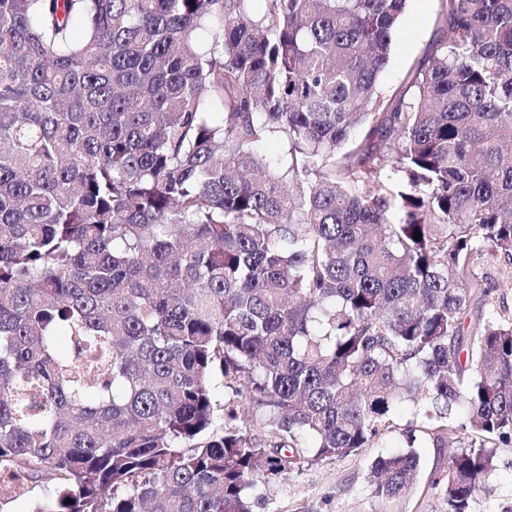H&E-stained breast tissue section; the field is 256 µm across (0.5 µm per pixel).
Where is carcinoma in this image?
Returning a JSON list of instances; mask_svg holds the SVG:
<instances>
[{
    "label": "carcinoma",
    "instance_id": "obj_1",
    "mask_svg": "<svg viewBox=\"0 0 512 512\" xmlns=\"http://www.w3.org/2000/svg\"><path fill=\"white\" fill-rule=\"evenodd\" d=\"M250 2L0 0V510L251 512L407 401L373 497L424 437L473 512L512 446V0H442L410 102L406 0ZM440 0H407L405 11L394 29L390 59L379 79L383 97L405 101L412 98L415 71L427 63L436 40ZM509 271V260L504 257H500L499 255L487 268L489 280L494 286L500 288V290L497 291L495 298L498 301V298L501 297V301L503 300L505 305L512 310V288H503L502 286V277Z\"/></svg>",
    "mask_w": 512,
    "mask_h": 512
}]
</instances>
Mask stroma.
Here are the masks:
<instances>
[{
    "label": "stroma",
    "mask_w": 512,
    "mask_h": 512,
    "mask_svg": "<svg viewBox=\"0 0 512 512\" xmlns=\"http://www.w3.org/2000/svg\"><path fill=\"white\" fill-rule=\"evenodd\" d=\"M440 0H407L393 34L390 59L379 79L383 97L412 98L415 71L427 63L436 40ZM399 433L386 434L376 447L357 454L325 459L272 478L252 500V512H444V505L427 487L431 472L445 470L448 451L434 444L418 445L420 471L406 495L382 504L373 498L369 470L377 455L398 449ZM512 498V447L497 451L495 469L474 503V512H496L501 501Z\"/></svg>",
    "instance_id": "obj_1"
}]
</instances>
